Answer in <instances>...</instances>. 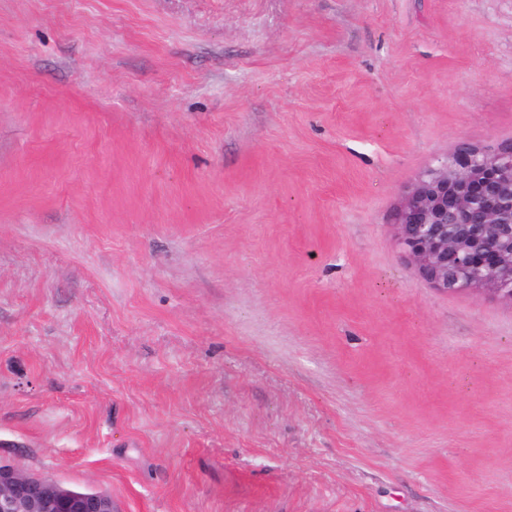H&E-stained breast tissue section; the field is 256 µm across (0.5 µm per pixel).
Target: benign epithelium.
I'll list each match as a JSON object with an SVG mask.
<instances>
[{"mask_svg": "<svg viewBox=\"0 0 512 512\" xmlns=\"http://www.w3.org/2000/svg\"><path fill=\"white\" fill-rule=\"evenodd\" d=\"M399 242L435 288L512 300V143L467 142L428 170L396 213ZM0 512H117L112 498L66 489L0 461Z\"/></svg>", "mask_w": 512, "mask_h": 512, "instance_id": "1", "label": "benign epithelium"}]
</instances>
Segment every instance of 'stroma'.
<instances>
[{
    "instance_id": "stroma-1",
    "label": "stroma",
    "mask_w": 512,
    "mask_h": 512,
    "mask_svg": "<svg viewBox=\"0 0 512 512\" xmlns=\"http://www.w3.org/2000/svg\"><path fill=\"white\" fill-rule=\"evenodd\" d=\"M512 142V0H0V459L118 512H512V300L395 213Z\"/></svg>"
}]
</instances>
